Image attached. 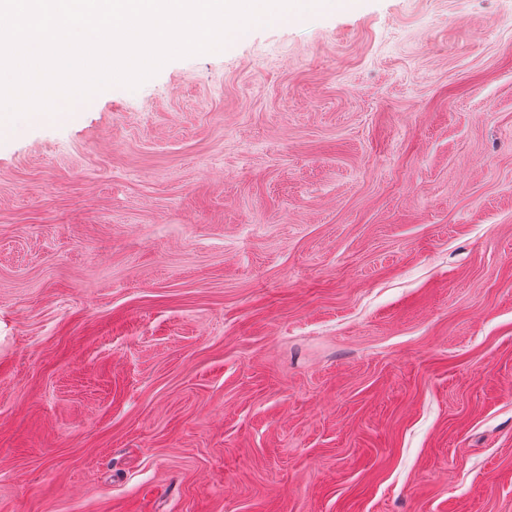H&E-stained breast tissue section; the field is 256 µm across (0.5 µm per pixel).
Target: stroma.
<instances>
[{
  "instance_id": "obj_1",
  "label": "stroma",
  "mask_w": 512,
  "mask_h": 512,
  "mask_svg": "<svg viewBox=\"0 0 512 512\" xmlns=\"http://www.w3.org/2000/svg\"><path fill=\"white\" fill-rule=\"evenodd\" d=\"M0 512H512V0L0 131Z\"/></svg>"
}]
</instances>
